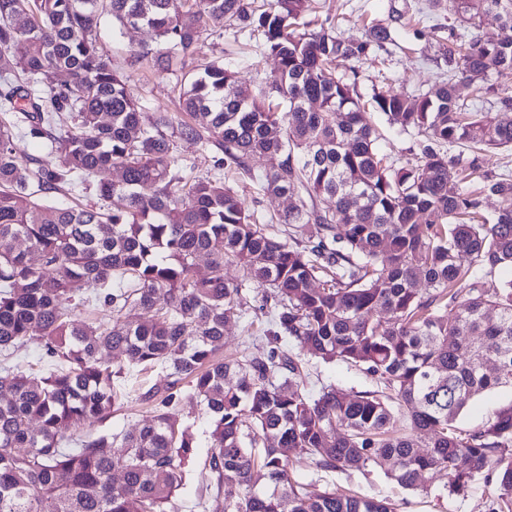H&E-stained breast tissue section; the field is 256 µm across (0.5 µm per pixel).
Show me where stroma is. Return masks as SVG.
Listing matches in <instances>:
<instances>
[{"instance_id": "1", "label": "stroma", "mask_w": 512, "mask_h": 512, "mask_svg": "<svg viewBox=\"0 0 512 512\" xmlns=\"http://www.w3.org/2000/svg\"><path fill=\"white\" fill-rule=\"evenodd\" d=\"M319 3L321 18L330 19L341 38L361 36L374 24L388 26L391 30V42L358 64L345 61L339 67L343 73L358 69L362 99H370L376 90L394 93L425 91L447 77L448 63L438 41L450 35V0H319ZM156 43V36L149 28L123 29L107 14L101 19L99 48L115 68L128 75L129 89L144 103L145 115L164 110L178 121L184 117L179 102L180 80L184 74L181 62H174L171 71L161 72L153 68L150 60L137 62L130 55L134 46ZM220 56L230 61L241 84L253 93L264 88L267 78L277 67L274 57L255 54L247 39L234 38L228 31L210 35L192 63L198 66ZM476 85L488 88L480 101L483 111L512 119V108L506 109L500 104L501 99L512 97V79L501 80L491 72L480 75L474 77L472 84L461 86V95L470 96ZM263 295L260 288H251L242 294L240 304L248 318L225 323L221 357L267 353L269 344L264 332L269 326L270 315L260 308ZM305 364L304 385L306 392L311 394L329 383L357 390L367 389L370 385L362 373L341 363H322L309 358ZM158 379V373L151 371L130 373L124 384L126 396L107 423L113 433L132 430L152 416L153 406L141 401L139 395ZM289 472L302 482L315 479L342 492L391 499L397 504L398 512H486L499 494L498 485L492 478H477L465 494L452 496L442 477L432 480L427 491L414 493L401 489L378 469L366 474L325 473L317 470L312 462L293 461L289 464Z\"/></svg>"}]
</instances>
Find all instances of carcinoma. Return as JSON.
<instances>
[{"mask_svg":"<svg viewBox=\"0 0 512 512\" xmlns=\"http://www.w3.org/2000/svg\"><path fill=\"white\" fill-rule=\"evenodd\" d=\"M452 3L466 22L497 10L501 32L444 47L448 79L425 92H373L372 110L415 137L418 152L394 162L363 121L357 80L338 71L391 41L387 26L344 40L310 18L316 0H0V512H43L47 500L55 512H169L197 457L186 402L211 416L200 476L225 512H396L292 479L290 448L326 471L380 467L410 491L444 475L451 495L489 467L490 512H512V404L457 426L475 396L512 387V176L448 158L454 144L512 149V120L459 94L473 75L512 76V0ZM105 13L156 33L162 48L136 56L162 71L226 27L258 37L278 68L251 95L213 60L184 80L191 121L155 112L146 125L128 76L99 52ZM19 135L54 160L18 166ZM175 138L200 143L216 172L193 174ZM105 170L117 179L90 181ZM77 180L98 203L46 202ZM242 185L256 204L302 191L310 203L278 217L284 239ZM323 196L334 204L320 207ZM487 196L499 202L490 220ZM227 265L243 278L226 279ZM253 284L272 303L274 347L226 362L224 322L242 316ZM92 304L112 321L79 319ZM284 338L372 388L304 393ZM27 345L37 372L9 362ZM105 355L166 371L140 394L155 415L124 434L104 428L124 374Z\"/></svg>","mask_w":512,"mask_h":512,"instance_id":"obj_1","label":"carcinoma"}]
</instances>
